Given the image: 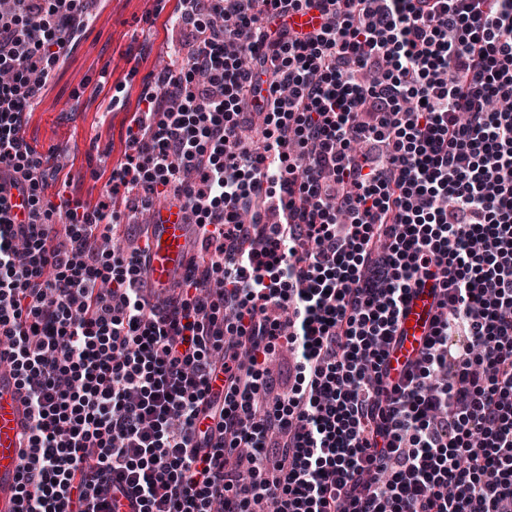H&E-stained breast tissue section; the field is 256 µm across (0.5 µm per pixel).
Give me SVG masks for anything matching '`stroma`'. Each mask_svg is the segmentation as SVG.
Segmentation results:
<instances>
[{"mask_svg":"<svg viewBox=\"0 0 512 512\" xmlns=\"http://www.w3.org/2000/svg\"><path fill=\"white\" fill-rule=\"evenodd\" d=\"M86 7L80 43L36 98L24 135L50 164H62L79 195L95 201L102 184L91 173L103 170L105 159L119 158L125 133L123 113L104 111L116 82L139 92L142 82L130 77L131 67L148 73L186 47L157 0H112L108 8L86 0Z\"/></svg>","mask_w":512,"mask_h":512,"instance_id":"stroma-1","label":"stroma"}]
</instances>
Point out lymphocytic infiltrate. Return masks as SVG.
<instances>
[{
  "mask_svg": "<svg viewBox=\"0 0 512 512\" xmlns=\"http://www.w3.org/2000/svg\"><path fill=\"white\" fill-rule=\"evenodd\" d=\"M83 11L0 0L18 512H512V0H180L189 52L145 77L95 204L24 137ZM171 192L204 255L151 299L107 200ZM425 288L442 312L393 375Z\"/></svg>",
  "mask_w": 512,
  "mask_h": 512,
  "instance_id": "f902f5d3",
  "label": "lymphocytic infiltrate"
}]
</instances>
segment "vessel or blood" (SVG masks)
Listing matches in <instances>:
<instances>
[{
    "label": "vessel or blood",
    "instance_id": "obj_1",
    "mask_svg": "<svg viewBox=\"0 0 512 512\" xmlns=\"http://www.w3.org/2000/svg\"><path fill=\"white\" fill-rule=\"evenodd\" d=\"M148 260L145 286L157 293L181 278L198 258L200 239L195 225L186 223L176 200L158 198L147 226ZM436 303L425 293L413 295L400 321L404 343L391 354L395 368H403L425 336ZM28 447L26 396L19 389L9 361H0V512H18L19 463Z\"/></svg>",
    "mask_w": 512,
    "mask_h": 512
}]
</instances>
